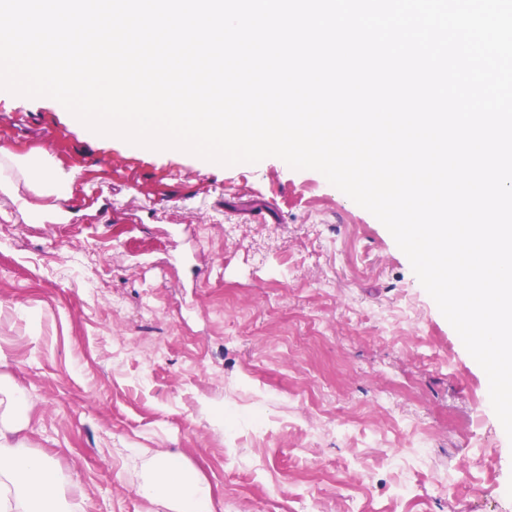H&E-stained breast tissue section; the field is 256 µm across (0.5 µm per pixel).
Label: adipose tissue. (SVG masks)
Listing matches in <instances>:
<instances>
[{
	"label": "adipose tissue",
	"instance_id": "obj_1",
	"mask_svg": "<svg viewBox=\"0 0 512 512\" xmlns=\"http://www.w3.org/2000/svg\"><path fill=\"white\" fill-rule=\"evenodd\" d=\"M76 173L54 163L47 151L24 156L0 148V194L7 196L31 222L42 216L27 196L68 198ZM23 390L0 384V512H33L45 492H57L59 475L51 457L25 448L22 433L27 419ZM145 475L140 494L152 512H215L211 486L188 465L163 452L143 463Z\"/></svg>",
	"mask_w": 512,
	"mask_h": 512
}]
</instances>
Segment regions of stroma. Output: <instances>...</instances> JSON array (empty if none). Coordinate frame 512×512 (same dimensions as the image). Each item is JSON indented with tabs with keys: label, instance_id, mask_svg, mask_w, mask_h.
I'll return each instance as SVG.
<instances>
[{
	"label": "stroma",
	"instance_id": "35a3bbf8",
	"mask_svg": "<svg viewBox=\"0 0 512 512\" xmlns=\"http://www.w3.org/2000/svg\"><path fill=\"white\" fill-rule=\"evenodd\" d=\"M0 147L77 172L33 197L47 222L0 195V381L84 512H144L134 448L185 457L218 512H512L486 373L321 173L93 140L49 97L0 100Z\"/></svg>",
	"mask_w": 512,
	"mask_h": 512
}]
</instances>
